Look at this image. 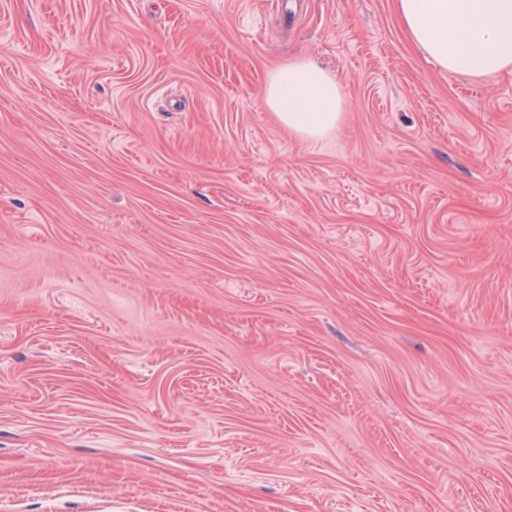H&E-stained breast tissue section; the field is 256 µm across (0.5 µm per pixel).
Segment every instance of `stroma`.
<instances>
[{"instance_id": "1", "label": "stroma", "mask_w": 512, "mask_h": 512, "mask_svg": "<svg viewBox=\"0 0 512 512\" xmlns=\"http://www.w3.org/2000/svg\"><path fill=\"white\" fill-rule=\"evenodd\" d=\"M0 512H512V72L394 0H0ZM265 103L284 126L310 139L336 127L343 109L340 82L309 60L271 73Z\"/></svg>"}]
</instances>
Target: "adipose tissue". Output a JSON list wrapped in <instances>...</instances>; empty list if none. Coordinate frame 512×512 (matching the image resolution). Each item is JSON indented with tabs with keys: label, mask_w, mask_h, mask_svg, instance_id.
I'll list each match as a JSON object with an SVG mask.
<instances>
[{
	"label": "adipose tissue",
	"mask_w": 512,
	"mask_h": 512,
	"mask_svg": "<svg viewBox=\"0 0 512 512\" xmlns=\"http://www.w3.org/2000/svg\"><path fill=\"white\" fill-rule=\"evenodd\" d=\"M416 48L444 71L469 76L512 70V0H395ZM265 103L288 129L310 139L334 128L340 83L300 60L270 74Z\"/></svg>",
	"instance_id": "1"
}]
</instances>
